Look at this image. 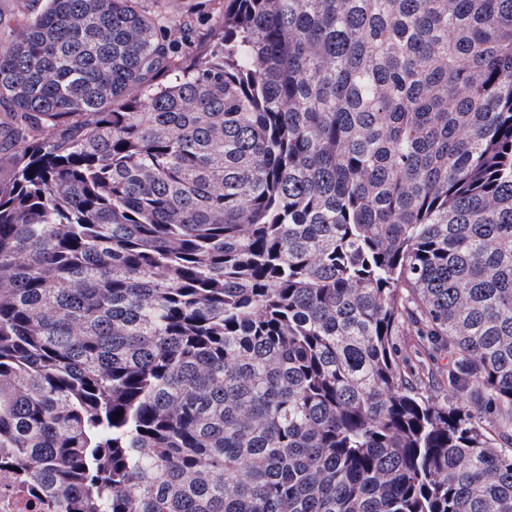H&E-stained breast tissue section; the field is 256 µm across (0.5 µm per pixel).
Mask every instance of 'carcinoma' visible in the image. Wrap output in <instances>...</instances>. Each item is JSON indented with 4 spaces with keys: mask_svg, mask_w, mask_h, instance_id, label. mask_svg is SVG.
I'll return each instance as SVG.
<instances>
[{
    "mask_svg": "<svg viewBox=\"0 0 512 512\" xmlns=\"http://www.w3.org/2000/svg\"><path fill=\"white\" fill-rule=\"evenodd\" d=\"M190 28L47 0L0 48V471L44 512H512V0Z\"/></svg>",
    "mask_w": 512,
    "mask_h": 512,
    "instance_id": "carcinoma-1",
    "label": "carcinoma"
}]
</instances>
